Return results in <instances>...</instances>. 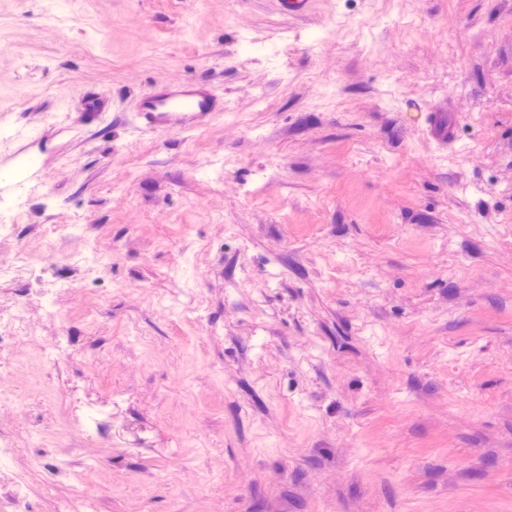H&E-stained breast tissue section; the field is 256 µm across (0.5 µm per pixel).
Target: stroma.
I'll list each match as a JSON object with an SVG mask.
<instances>
[{
  "label": "stroma",
  "instance_id": "1",
  "mask_svg": "<svg viewBox=\"0 0 512 512\" xmlns=\"http://www.w3.org/2000/svg\"><path fill=\"white\" fill-rule=\"evenodd\" d=\"M178 77L228 112L133 132ZM31 154L0 512H512V0H0Z\"/></svg>",
  "mask_w": 512,
  "mask_h": 512
}]
</instances>
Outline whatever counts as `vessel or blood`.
<instances>
[{"instance_id":"1","label":"vessel or blood","mask_w":512,"mask_h":512,"mask_svg":"<svg viewBox=\"0 0 512 512\" xmlns=\"http://www.w3.org/2000/svg\"><path fill=\"white\" fill-rule=\"evenodd\" d=\"M223 110V94L210 83L196 79H174L133 100L140 125L152 131L194 129Z\"/></svg>"}]
</instances>
